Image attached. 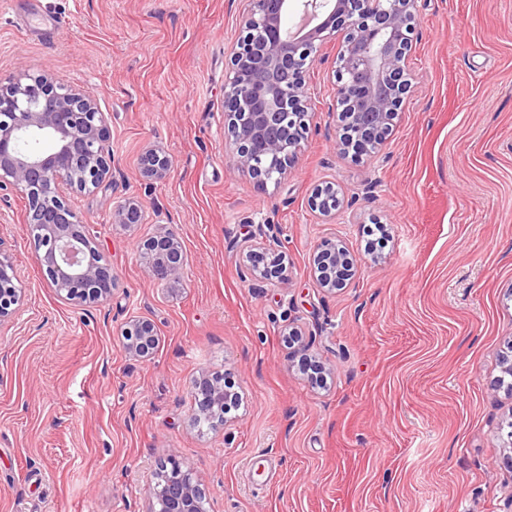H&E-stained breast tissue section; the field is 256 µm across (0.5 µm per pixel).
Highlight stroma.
Masks as SVG:
<instances>
[{
  "instance_id": "1",
  "label": "stroma",
  "mask_w": 512,
  "mask_h": 512,
  "mask_svg": "<svg viewBox=\"0 0 512 512\" xmlns=\"http://www.w3.org/2000/svg\"><path fill=\"white\" fill-rule=\"evenodd\" d=\"M245 0H0V78L26 65L84 86L104 112L111 176L75 194L116 274L111 297L59 300L26 225L0 223L21 273L0 328V512H152L155 473L175 455L206 512H512V0H418L410 92L378 153L336 146L327 93L339 39L309 72L315 116L288 180L234 171L224 82ZM173 158L144 180L142 153ZM334 181L335 217L315 222L314 186ZM128 196L145 223L123 227ZM387 224L384 255L363 225ZM274 224L287 281L252 287L239 245ZM190 265L174 291L151 281L138 243L161 228ZM340 238L361 267L322 291L315 244ZM151 320L147 361L121 346L129 316ZM311 346L282 340L287 326ZM330 367L325 387L304 364ZM225 375L242 397L224 429L198 430L194 378ZM266 459V476L252 467ZM143 204L136 197H127L112 210L114 224L133 225L144 223Z\"/></svg>"
}]
</instances>
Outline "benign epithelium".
I'll list each match as a JSON object with an SVG mask.
<instances>
[{
    "label": "benign epithelium",
    "instance_id": "1",
    "mask_svg": "<svg viewBox=\"0 0 512 512\" xmlns=\"http://www.w3.org/2000/svg\"><path fill=\"white\" fill-rule=\"evenodd\" d=\"M293 0H248L224 86V139L233 146L231 165L260 185L292 173L309 129L315 104L306 81L321 46L341 36L333 71L330 112L346 106L361 115L343 128L338 146L354 158L380 150L393 129L408 92L406 71L412 51L417 0H302V24L285 29ZM46 139L49 151L34 143ZM112 141L94 95L64 85L50 73L19 67L0 79V190L25 200L23 223L43 280L62 301L86 305L112 296L116 275L95 235L71 205V194L96 189L110 175ZM143 177L166 180L172 158L159 146L140 159ZM342 199L333 182L317 185L310 211L317 219L336 215ZM143 204L127 197L112 210V223H144ZM250 280L281 284L282 245L264 231L247 235L241 245ZM149 279L175 289L187 274V259L177 234L165 229L142 238L138 246ZM321 288L333 291L355 279L359 266L346 243L321 239L314 250ZM21 276L9 253L0 248V327L16 313ZM124 350L151 359L158 344L154 324L131 317L122 333ZM195 415L223 412L215 431L227 423L224 411L238 392L223 379L202 374L191 385ZM174 471L156 486L153 512H201L205 491L173 455L163 461Z\"/></svg>",
    "mask_w": 512,
    "mask_h": 512
}]
</instances>
